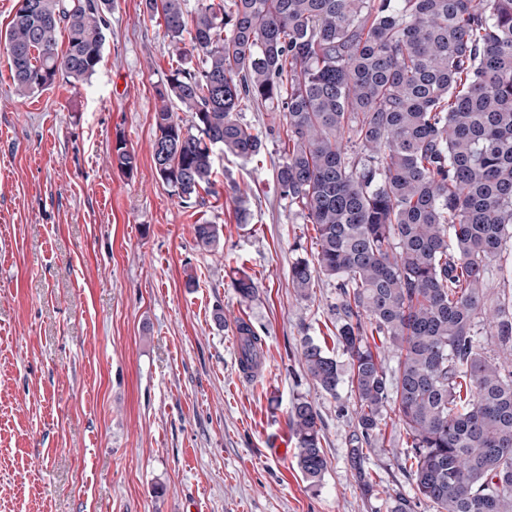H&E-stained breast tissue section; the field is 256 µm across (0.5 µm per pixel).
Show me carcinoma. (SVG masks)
<instances>
[{"label": "carcinoma", "mask_w": 512, "mask_h": 512, "mask_svg": "<svg viewBox=\"0 0 512 512\" xmlns=\"http://www.w3.org/2000/svg\"><path fill=\"white\" fill-rule=\"evenodd\" d=\"M35 2L0 30L17 91L90 79L112 0ZM145 9L162 16L175 48L156 89L152 158L180 197L214 185L218 156L262 153V138L237 119L243 101L283 113L277 185L317 233L291 283L306 298L315 278L337 280L347 368L307 336L303 363L333 396L348 373L354 469L392 412L411 438L416 494L435 512H512V295L490 302L484 292L512 239V0H197L192 10L188 0H145ZM113 160L137 169L121 141ZM194 233L203 248L219 243L208 221ZM234 287L243 299L257 293L246 275ZM237 334L243 356L261 341L249 322ZM374 335L395 367L372 350ZM289 420L298 466L316 484L327 468L319 413L298 398Z\"/></svg>", "instance_id": "1"}]
</instances>
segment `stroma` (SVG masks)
<instances>
[{"instance_id": "35a3bbf8", "label": "stroma", "mask_w": 512, "mask_h": 512, "mask_svg": "<svg viewBox=\"0 0 512 512\" xmlns=\"http://www.w3.org/2000/svg\"><path fill=\"white\" fill-rule=\"evenodd\" d=\"M108 20L81 85L21 96L0 47V512H390L399 497L434 512L408 476L403 425L389 421L355 470L348 382L329 395L304 369L305 336L344 358L339 290L321 277L302 298L291 283L316 233L277 187L282 116L244 105L263 153L217 159L215 194L185 203L152 160L173 52L163 22L143 0H114ZM120 140L133 174L112 161ZM205 220L217 249L196 243ZM243 274L258 288L248 301L234 288ZM239 318L265 348L268 374L253 382L238 368ZM300 397L321 417L315 485L289 427Z\"/></svg>"}]
</instances>
